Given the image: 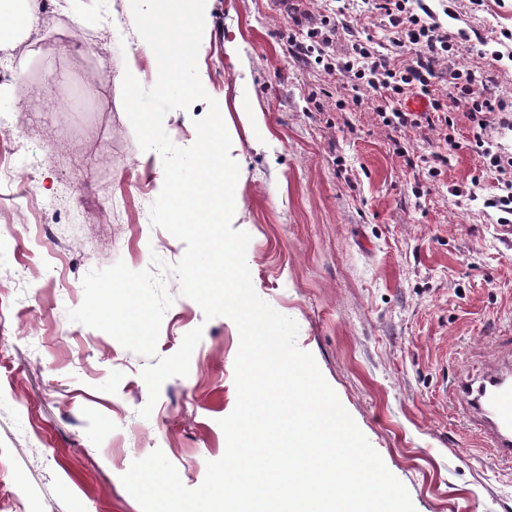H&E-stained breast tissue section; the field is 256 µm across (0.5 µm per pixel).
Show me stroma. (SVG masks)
Listing matches in <instances>:
<instances>
[{"instance_id":"35a3bbf8","label":"stroma","mask_w":512,"mask_h":512,"mask_svg":"<svg viewBox=\"0 0 512 512\" xmlns=\"http://www.w3.org/2000/svg\"><path fill=\"white\" fill-rule=\"evenodd\" d=\"M428 5L448 10L452 31L493 42L512 30V0ZM208 8L198 61L208 94L234 89L232 56L244 52L247 92L274 139L252 146L261 131L232 114L257 294L296 321L298 346L415 512H512V467L491 460L452 391L484 371L496 337L512 336V226L484 205L496 175L468 149L466 119L429 180L431 132L393 141L369 108L340 116L341 80L288 52L287 5ZM130 12V0H75L0 50V151L23 157L16 176L34 192L22 208L0 201V512H142L121 482L133 461L162 451L194 489L226 450L240 344L231 319H206L172 273L155 357L67 315L90 270L172 266L186 250L151 223L162 162L145 156L121 93L83 94L131 62L152 72Z\"/></svg>"}]
</instances>
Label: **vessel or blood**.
Instances as JSON below:
<instances>
[{
    "label": "vessel or blood",
    "mask_w": 512,
    "mask_h": 512,
    "mask_svg": "<svg viewBox=\"0 0 512 512\" xmlns=\"http://www.w3.org/2000/svg\"><path fill=\"white\" fill-rule=\"evenodd\" d=\"M453 393L467 406L494 459L512 465V358L460 378Z\"/></svg>",
    "instance_id": "vessel-or-blood-1"
}]
</instances>
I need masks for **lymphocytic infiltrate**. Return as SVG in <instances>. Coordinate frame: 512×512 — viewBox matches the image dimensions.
I'll return each mask as SVG.
<instances>
[{"instance_id":"f902f5d3","label":"lymphocytic infiltrate","mask_w":512,"mask_h":512,"mask_svg":"<svg viewBox=\"0 0 512 512\" xmlns=\"http://www.w3.org/2000/svg\"><path fill=\"white\" fill-rule=\"evenodd\" d=\"M364 3L385 33L386 51L377 49L360 18L342 5L334 15L311 17L301 29L289 32L291 56L345 77L346 95L337 100V111L370 102L380 126L394 132L421 127L434 132L435 157L442 162L457 147L450 110L461 109L469 124V149L505 178L504 193L487 199L486 205L512 216V153L491 137L493 128L512 127V100L497 93L494 73L455 64L462 52L480 58L488 55L486 38L463 30L448 33L424 0ZM340 40L346 49L339 56L334 47ZM410 96L425 100L426 110L407 111L403 102Z\"/></svg>"}]
</instances>
